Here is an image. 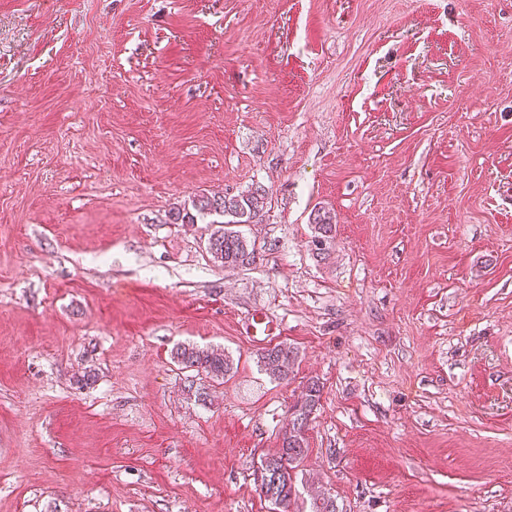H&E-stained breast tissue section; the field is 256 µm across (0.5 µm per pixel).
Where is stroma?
I'll use <instances>...</instances> for the list:
<instances>
[{
	"label": "stroma",
	"instance_id": "stroma-1",
	"mask_svg": "<svg viewBox=\"0 0 512 512\" xmlns=\"http://www.w3.org/2000/svg\"><path fill=\"white\" fill-rule=\"evenodd\" d=\"M257 187L250 267L171 220ZM313 379L343 512H512V0H0V512H271ZM310 224L313 226L311 244L313 254L320 260L330 258L336 239V215L325 207H315L311 212ZM260 356V363L268 374L282 381L291 379L298 358L295 347L287 343H278L266 348ZM174 359L185 368L196 371L213 381L224 379L233 369L230 357L219 348H198L193 345H179L174 352ZM322 388L318 381H308L301 395L291 405L290 418L287 426L280 435L279 448L275 452L265 455L263 464L259 466V486L270 499L276 497L279 473V498L269 500L260 491L272 506L274 511L295 512L294 506L299 499L297 487L298 467L306 457L308 446V432L313 414L320 405ZM273 467V469H272ZM295 491L294 496H292Z\"/></svg>",
	"mask_w": 512,
	"mask_h": 512
}]
</instances>
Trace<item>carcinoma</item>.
<instances>
[{
    "mask_svg": "<svg viewBox=\"0 0 512 512\" xmlns=\"http://www.w3.org/2000/svg\"><path fill=\"white\" fill-rule=\"evenodd\" d=\"M267 200L266 191L261 187L233 195H203L192 200L189 208H175L172 218L176 223L195 224L208 217L212 224H223L210 237V251L224 267L238 269L254 263L258 248L256 243L240 231L230 228V225L252 223L263 211ZM310 224L313 226V254L325 261L330 258L335 244L336 215L323 206L316 207L311 212ZM297 358L295 347L278 343L261 352L260 363L274 378L288 381ZM174 359L213 381L224 379L233 369L230 357L221 348L180 345L174 352ZM321 396L319 382L309 381L289 409L290 418L280 435L279 448L265 455L269 466L279 473V498L270 501L275 512H295L294 506L299 496L293 494V491L297 486L298 467L308 453V432Z\"/></svg>",
    "mask_w": 512,
    "mask_h": 512,
    "instance_id": "carcinoma-1",
    "label": "carcinoma"
}]
</instances>
